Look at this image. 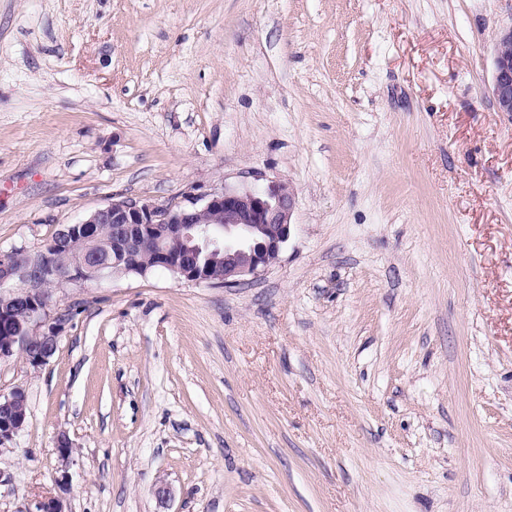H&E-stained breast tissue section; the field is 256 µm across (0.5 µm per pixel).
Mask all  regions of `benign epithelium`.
<instances>
[{
	"mask_svg": "<svg viewBox=\"0 0 512 512\" xmlns=\"http://www.w3.org/2000/svg\"><path fill=\"white\" fill-rule=\"evenodd\" d=\"M492 96L496 109L512 115V25L493 39ZM295 210L293 186L273 181L261 189L226 186L203 204L191 199L167 204L112 199L76 224L61 227L43 251L0 255V360L20 351L30 366L39 368L57 349L61 322L46 320L48 294L43 285L56 281L98 282L140 267L146 246L153 249L152 265L194 283L235 286L254 279L276 264L288 242ZM112 225V263L92 253L83 266L61 270L50 253L62 239L79 236L94 240L99 225ZM26 394L15 389L0 396V447L6 448L23 429ZM73 443L61 432L55 448L67 467ZM59 493L40 500L36 512H65L67 472L57 480Z\"/></svg>",
	"mask_w": 512,
	"mask_h": 512,
	"instance_id": "1",
	"label": "benign epithelium"
}]
</instances>
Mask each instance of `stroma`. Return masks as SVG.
I'll return each instance as SVG.
<instances>
[{
    "label": "stroma",
    "mask_w": 512,
    "mask_h": 512,
    "mask_svg": "<svg viewBox=\"0 0 512 512\" xmlns=\"http://www.w3.org/2000/svg\"><path fill=\"white\" fill-rule=\"evenodd\" d=\"M512 0H0V254L285 180L279 262L50 289L0 512H512ZM169 485L159 506L152 489ZM492 96L497 112L512 115V24L493 39ZM72 446L73 443L65 432H60L57 435L55 448L58 458L61 461V467H64V469H62L61 478L56 481L59 493L41 499L37 504L36 512H67L64 509L65 503L63 494L66 493L68 487L66 468L71 457Z\"/></svg>",
    "instance_id": "1"
}]
</instances>
